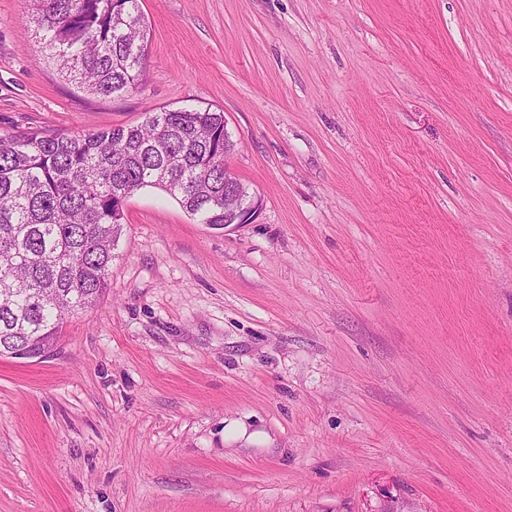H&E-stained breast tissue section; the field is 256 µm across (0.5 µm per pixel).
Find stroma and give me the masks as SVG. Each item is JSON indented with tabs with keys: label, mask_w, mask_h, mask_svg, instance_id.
I'll use <instances>...</instances> for the list:
<instances>
[{
	"label": "stroma",
	"mask_w": 512,
	"mask_h": 512,
	"mask_svg": "<svg viewBox=\"0 0 512 512\" xmlns=\"http://www.w3.org/2000/svg\"><path fill=\"white\" fill-rule=\"evenodd\" d=\"M139 88L0 0V135L223 110L261 200L124 207L111 289L0 359V512H512V0H141Z\"/></svg>",
	"instance_id": "35a3bbf8"
}]
</instances>
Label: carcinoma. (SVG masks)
<instances>
[{
  "instance_id": "1",
  "label": "carcinoma",
  "mask_w": 512,
  "mask_h": 512,
  "mask_svg": "<svg viewBox=\"0 0 512 512\" xmlns=\"http://www.w3.org/2000/svg\"><path fill=\"white\" fill-rule=\"evenodd\" d=\"M41 61L92 93L137 89L146 61L140 0H30ZM155 188L200 224L224 226V111L147 112L78 135H0V357L24 337L48 356L65 315L110 288L122 202Z\"/></svg>"
}]
</instances>
